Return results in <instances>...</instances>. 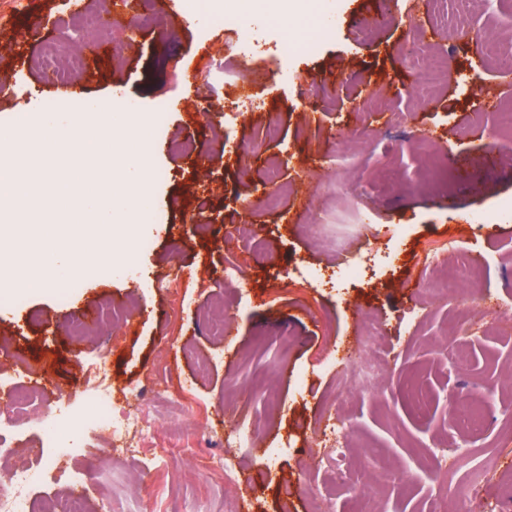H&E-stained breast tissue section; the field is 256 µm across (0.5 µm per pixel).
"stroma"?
Returning <instances> with one entry per match:
<instances>
[{
    "label": "stroma",
    "mask_w": 512,
    "mask_h": 512,
    "mask_svg": "<svg viewBox=\"0 0 512 512\" xmlns=\"http://www.w3.org/2000/svg\"><path fill=\"white\" fill-rule=\"evenodd\" d=\"M150 29L134 15L112 24L114 40L93 71L74 75L69 98L56 97L42 68L43 46L74 47L86 35L71 0H20L0 24V128L16 127L52 100L61 112L84 99L116 96L157 125L150 170L154 206L142 233L150 249L131 247L128 270L78 277L64 289L26 292L0 307V386L16 382L45 408L63 402L73 418L91 412L83 373L93 359L111 366L116 407L136 408L134 391L162 384L150 400L157 427L182 429L184 440L153 452L126 454L99 440L103 493L86 512H434L439 490L454 492L478 476L486 490L480 512H512V335L499 334L490 304L512 300V221L469 224L472 213L512 200V154L497 137L500 103L512 80L481 44L434 25L424 0H389L372 34L362 20L373 0H335L319 22L331 38L289 15L293 52L276 70L278 35L265 14L253 19L255 47L215 16L189 20L177 0H155ZM470 26L512 43V0H492ZM416 46L443 58L446 74L422 88L409 54ZM196 140L201 156L176 143ZM465 156L468 177L451 192L429 194L445 150ZM307 214L289 220L294 205ZM211 227L201 236L198 225ZM408 225L406 240L391 234ZM452 239L441 267L462 251L485 259L479 277L452 305L423 303L418 283L430 279L419 257ZM278 263L258 266L255 247ZM360 261V283L338 271ZM323 273L313 281L312 270ZM190 272L181 287L169 273ZM68 304H60L61 292ZM383 332L390 373L352 384L344 359L362 341L361 321ZM469 357L455 365L456 350ZM428 394L419 410L411 393ZM352 391L342 403L341 386ZM343 420L348 479L331 507L318 497L323 473L301 475L308 454L323 451V420ZM237 425L254 430L260 448H282L275 465L249 455L243 487L228 493L208 482L204 459L224 455ZM444 453L447 471L429 464ZM392 470L400 483H363L365 470ZM306 487L280 502L283 481Z\"/></svg>",
    "instance_id": "35a3bbf8"
}]
</instances>
